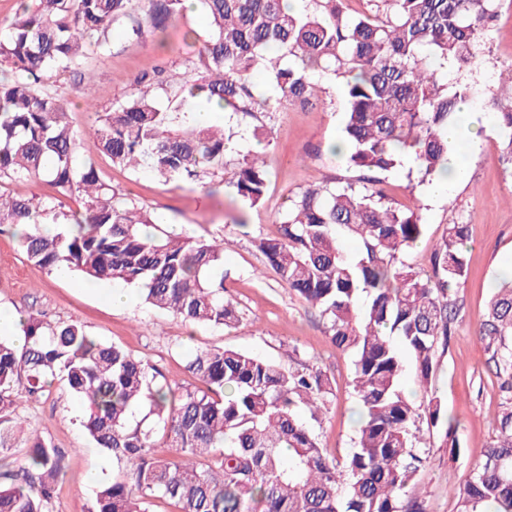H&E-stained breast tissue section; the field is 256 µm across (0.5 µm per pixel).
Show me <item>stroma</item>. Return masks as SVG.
<instances>
[{
    "mask_svg": "<svg viewBox=\"0 0 512 512\" xmlns=\"http://www.w3.org/2000/svg\"><path fill=\"white\" fill-rule=\"evenodd\" d=\"M206 35L202 10L185 13L166 33V48L152 36L130 39L123 26H113L110 50L89 53L86 68L93 75L96 110L87 109L77 77L63 73L53 84L69 104L68 119L77 129L90 127L97 116L124 100L133 81L145 71L159 69L181 77L187 62L196 60ZM490 52L473 80L495 86L501 69L512 64V0H501L488 36ZM346 101L341 88L328 87L319 101L306 107H282L240 119L222 112L216 123L229 126L235 147L263 152L269 172L264 206L252 208L225 187L210 195L196 188L165 183L146 170L113 166L96 139L82 142L80 155L92 160L104 181L165 217L175 233L223 238L224 297L239 310L237 327L222 330L192 325L154 309L131 286L126 300L113 303L112 283H87L75 272H47L29 262L10 232L0 233V309L21 316L45 313L51 320L80 323L92 336L122 345L150 361L169 381L194 385L185 368L187 354L199 347H230L265 356L286 367L306 363L322 369L335 382V395L316 429L331 453L344 454L358 431L359 406L351 388L349 353L331 342L318 310L299 298L266 266L252 244L276 235L279 214L290 197L311 185L355 178L331 145L340 140ZM468 122L478 126L482 143L467 151V176L447 196L433 199L424 186L409 188L406 169L388 174L382 185L395 204L418 210L423 233L404 262L430 269L434 248L449 224L468 226L465 244L467 275L458 289L460 313L447 352L438 358L436 385L450 418L459 425L461 453L450 458L435 432L421 430L416 443L424 468L416 476L415 493L424 497L427 512H457V493L479 461V451L493 437L498 410L496 377L475 331L499 280L512 271V168L503 162L497 131L479 102L468 105ZM266 126L269 144L257 142L253 130ZM83 408L64 384L53 386L40 401L29 403V428L65 449L66 475L58 485L56 512H82L94 501L99 480L112 475V459L84 433ZM98 481H91V472Z\"/></svg>",
    "mask_w": 512,
    "mask_h": 512,
    "instance_id": "1",
    "label": "stroma"
}]
</instances>
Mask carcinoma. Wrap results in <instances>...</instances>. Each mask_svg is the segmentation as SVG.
Wrapping results in <instances>:
<instances>
[{"label": "carcinoma", "instance_id": "1", "mask_svg": "<svg viewBox=\"0 0 512 512\" xmlns=\"http://www.w3.org/2000/svg\"><path fill=\"white\" fill-rule=\"evenodd\" d=\"M309 2L292 13L283 0H200L208 29L191 74L162 80L143 73L91 133L112 165L205 191L224 176L230 138L195 125L173 102L217 101L253 117L313 103L318 74L343 82L342 143L358 179L290 198L277 235L255 246L280 281L320 311L332 343L352 355L359 435L338 458L301 418L306 411L319 421L333 395L331 380L316 369L200 347L186 369L201 386L172 384L149 361L76 323L28 316L23 345L0 340V451L21 428L22 405L64 382L84 408L86 435L118 467L88 512H149L154 499L178 512H425L423 500L408 495L424 465L415 448L420 425L440 434L450 457L460 455L457 425L434 380L460 311L467 225H448L427 274L400 259L422 234L419 214L376 185L409 155L419 183L437 178L453 151L448 127L459 104L475 98L493 114L512 167V65L489 94L440 78L443 70L482 65L499 0H361L354 13L348 0ZM183 10L184 0H17L0 36V61L12 74L0 81V180L42 179L83 211L0 193V231L12 228L27 259L50 272L119 280L175 318L231 329L240 316L224 299V241L171 234L101 181L80 158L84 132L68 122L64 99L48 85L79 69L87 48L107 52L114 23L139 38L166 30ZM259 77L275 101L260 98ZM223 182L250 207L262 206L268 171L261 154L238 157ZM49 219L65 229L44 232ZM341 230L361 242L358 257L345 253ZM475 335L498 379L499 410L457 512H512V281L495 289ZM409 362L425 393L418 407L400 385ZM145 403L148 414L131 419ZM160 438L170 448L165 456L155 453ZM64 460V451L32 437L24 464L0 470V512H55Z\"/></svg>", "mask_w": 512, "mask_h": 512}]
</instances>
